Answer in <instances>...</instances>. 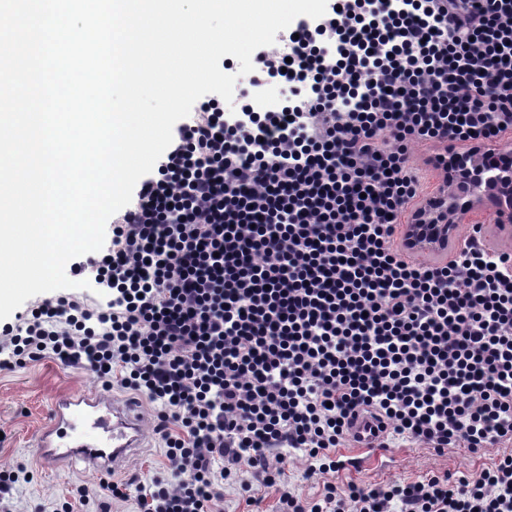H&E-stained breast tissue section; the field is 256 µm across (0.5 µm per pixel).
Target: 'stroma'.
<instances>
[{
  "label": "stroma",
  "mask_w": 512,
  "mask_h": 512,
  "mask_svg": "<svg viewBox=\"0 0 512 512\" xmlns=\"http://www.w3.org/2000/svg\"><path fill=\"white\" fill-rule=\"evenodd\" d=\"M98 386L91 373L76 368L62 369L48 357L27 362L11 371H0V470H12L19 475L13 512H52L53 503L69 498L75 487L84 485L97 489L99 475L82 468L56 473L45 471L37 458L34 439L55 396ZM111 394L121 400L137 402L149 430L138 456L112 475L115 481L130 483L131 489L127 499L111 501L110 512H140L138 501L148 492L152 480L168 474L165 446L153 428L158 407L117 380L112 383ZM388 444L392 455L385 466L346 467L335 474L311 473V462L302 453L282 460L271 459L270 469L279 475L273 486L249 469H242L239 477L251 484L252 490L246 493L238 484L225 485L223 512H278V488L283 484L315 501L322 498L326 484L334 481L384 485L410 484L437 473L475 477L494 468L503 455L512 454V444L495 445L478 452L448 448L441 453L398 436L389 438Z\"/></svg>",
  "instance_id": "obj_1"
}]
</instances>
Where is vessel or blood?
Wrapping results in <instances>:
<instances>
[{"label":"vessel or blood","instance_id":"obj_1","mask_svg":"<svg viewBox=\"0 0 512 512\" xmlns=\"http://www.w3.org/2000/svg\"><path fill=\"white\" fill-rule=\"evenodd\" d=\"M143 430L144 416L132 403L97 391L64 395L53 401L35 448L50 472L78 464L94 472H113L137 455ZM387 434L377 416L359 414L350 427L351 444L341 454L382 465Z\"/></svg>","mask_w":512,"mask_h":512}]
</instances>
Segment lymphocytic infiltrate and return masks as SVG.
Listing matches in <instances>:
<instances>
[{"label": "lymphocytic infiltrate", "instance_id": "f902f5d3", "mask_svg": "<svg viewBox=\"0 0 512 512\" xmlns=\"http://www.w3.org/2000/svg\"><path fill=\"white\" fill-rule=\"evenodd\" d=\"M233 103L207 94L73 263L105 302L61 292L0 328V370L51 353L159 407L171 481L141 512H222L239 465L274 483L300 448L336 472L358 412L436 451L512 440V252L476 224L411 259V146L512 130V0H328L257 49ZM512 512V456L479 478L329 484L280 512Z\"/></svg>", "mask_w": 512, "mask_h": 512}]
</instances>
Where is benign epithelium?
Masks as SVG:
<instances>
[{"instance_id":"benign-epithelium-1","label":"benign epithelium","mask_w":512,"mask_h":512,"mask_svg":"<svg viewBox=\"0 0 512 512\" xmlns=\"http://www.w3.org/2000/svg\"><path fill=\"white\" fill-rule=\"evenodd\" d=\"M448 178L464 182L467 191L448 190V206H431L421 224H405L401 236L407 250L428 257L448 253V245L458 240V228L442 223L447 212H468L494 204L497 237L512 238V149L498 144L485 145L478 151L448 153Z\"/></svg>"}]
</instances>
